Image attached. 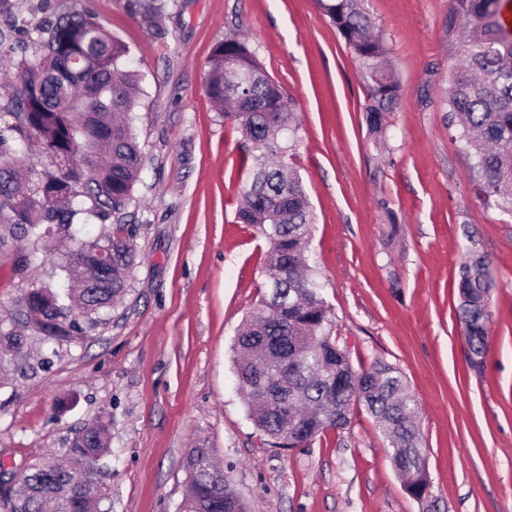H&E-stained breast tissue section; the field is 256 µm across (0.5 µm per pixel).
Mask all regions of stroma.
Here are the masks:
<instances>
[{
	"mask_svg": "<svg viewBox=\"0 0 512 512\" xmlns=\"http://www.w3.org/2000/svg\"><path fill=\"white\" fill-rule=\"evenodd\" d=\"M85 8L130 49L143 179L125 210L138 253L122 302L59 348L27 327L24 297L61 255L0 224V329L27 345L0 370V468L60 455L104 422L96 462L112 512H176L189 453L207 449L248 512H512V216L488 206L448 134V0H365L399 83L384 130L371 80L316 0H50ZM245 37L297 114L289 152L310 195V263L330 332L355 367L401 373L419 408L429 486L406 493L380 429L275 447L248 416L233 344L263 295L268 246L236 220L249 183L241 132L206 92L207 59ZM495 282L488 351L471 369L456 280L472 253Z\"/></svg>",
	"mask_w": 512,
	"mask_h": 512,
	"instance_id": "stroma-1",
	"label": "stroma"
}]
</instances>
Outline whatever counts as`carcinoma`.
Returning <instances> with one entry per match:
<instances>
[{
  "label": "carcinoma",
  "instance_id": "cac0c4a2",
  "mask_svg": "<svg viewBox=\"0 0 512 512\" xmlns=\"http://www.w3.org/2000/svg\"><path fill=\"white\" fill-rule=\"evenodd\" d=\"M372 84L367 106L374 126L399 105V88L388 72L387 50L371 35L362 0H316ZM512 0H448L446 34L458 47L461 65L447 91L450 125L472 160L479 197L512 213V23L504 18ZM0 57L14 52L12 33L22 31L39 58L19 64L21 93L3 109L19 121L0 130V224L33 233L62 251L61 271L71 287L33 284L28 310L45 343L59 344L80 330L72 317L82 310L88 328L100 311L124 296L137 252L132 226L120 214L132 201L143 172L142 151L129 114L139 94L137 74L127 68L129 48L87 9L59 12L34 25L18 20L12 0H0ZM207 91L224 106V121L252 145L250 183L237 218L259 229L270 245L267 295L236 338L244 356L236 372L250 419L278 448H305L328 429H344L353 407L363 405L382 425L397 470L408 459L411 477L425 469L417 425L418 404L393 367L381 362L357 369L336 345L322 285L303 272L314 214L286 137L296 136L295 112L249 43L229 33L207 63ZM37 144L41 171L21 165L22 147ZM113 228L101 239L74 240L79 215ZM112 251V283L85 288L82 278ZM486 259L462 266L456 288L458 317L469 365L483 367L495 288ZM24 349V336L0 331V366ZM109 452L106 426L89 424L61 456L28 465L19 493L0 492L3 512H110L109 497L89 494L82 473L67 462L100 460ZM188 492L177 512H245L224 482V473L203 448L187 460Z\"/></svg>",
  "mask_w": 512,
  "mask_h": 512
}]
</instances>
